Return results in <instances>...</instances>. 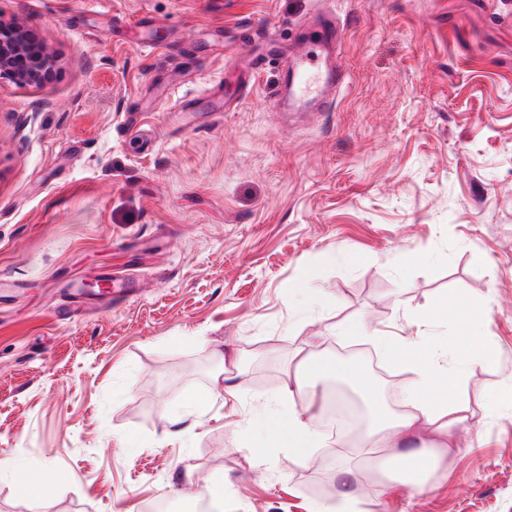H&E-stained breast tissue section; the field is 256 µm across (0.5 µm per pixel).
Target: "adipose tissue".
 <instances>
[{"label": "adipose tissue", "instance_id": "1", "mask_svg": "<svg viewBox=\"0 0 512 512\" xmlns=\"http://www.w3.org/2000/svg\"><path fill=\"white\" fill-rule=\"evenodd\" d=\"M378 344L405 356L407 388L403 411L361 431L359 440L381 449L387 461L403 471L396 492L423 485L426 476L442 465L444 448L468 419L466 385L472 370L493 367L496 350L473 345L464 356L436 354L430 339L415 331L398 339L378 337Z\"/></svg>", "mask_w": 512, "mask_h": 512}]
</instances>
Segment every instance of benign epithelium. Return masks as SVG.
<instances>
[{
    "mask_svg": "<svg viewBox=\"0 0 512 512\" xmlns=\"http://www.w3.org/2000/svg\"><path fill=\"white\" fill-rule=\"evenodd\" d=\"M58 58L20 21L0 19V81L41 85L53 79Z\"/></svg>",
    "mask_w": 512,
    "mask_h": 512,
    "instance_id": "1",
    "label": "benign epithelium"
}]
</instances>
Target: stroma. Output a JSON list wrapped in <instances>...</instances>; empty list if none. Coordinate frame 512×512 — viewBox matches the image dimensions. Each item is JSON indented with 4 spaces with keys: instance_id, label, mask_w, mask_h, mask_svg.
Masks as SVG:
<instances>
[{
    "instance_id": "obj_1",
    "label": "stroma",
    "mask_w": 512,
    "mask_h": 512,
    "mask_svg": "<svg viewBox=\"0 0 512 512\" xmlns=\"http://www.w3.org/2000/svg\"><path fill=\"white\" fill-rule=\"evenodd\" d=\"M342 22L348 75L325 112H274L275 58L215 118L224 67L260 35ZM59 58L0 84V512H317L387 480L341 440L289 455L281 400L299 350L346 348L431 305L456 353L484 304L496 368L480 421L427 496L356 512H512V0H0ZM144 27H135V19ZM151 47H144V40ZM153 147L135 145L129 116ZM125 274L126 300L65 287ZM243 369L234 395L213 377ZM191 429L173 439L174 415ZM49 472L48 494L29 484Z\"/></svg>"
}]
</instances>
